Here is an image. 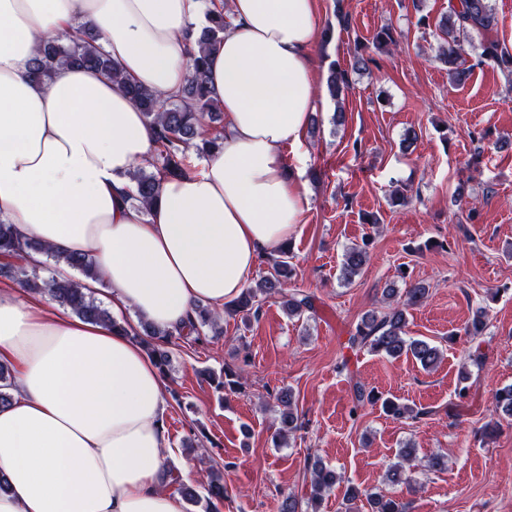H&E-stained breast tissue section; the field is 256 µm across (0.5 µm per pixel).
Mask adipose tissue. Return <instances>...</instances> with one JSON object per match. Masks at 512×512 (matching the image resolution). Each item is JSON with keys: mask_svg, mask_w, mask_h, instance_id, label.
I'll use <instances>...</instances> for the list:
<instances>
[{"mask_svg": "<svg viewBox=\"0 0 512 512\" xmlns=\"http://www.w3.org/2000/svg\"><path fill=\"white\" fill-rule=\"evenodd\" d=\"M212 0H0V221L41 243L25 253L91 257L113 312L173 331L198 303L223 310L259 260L288 243L308 187L283 159L316 109L317 0H230L211 51L224 143L198 170L161 180L151 210L124 174L151 158L153 128L122 88L88 68L43 83L30 72L46 37L100 33L129 83L172 96ZM0 512H184L167 487L173 450L165 381L110 326L0 284Z\"/></svg>", "mask_w": 512, "mask_h": 512, "instance_id": "adipose-tissue-1", "label": "adipose tissue"}]
</instances>
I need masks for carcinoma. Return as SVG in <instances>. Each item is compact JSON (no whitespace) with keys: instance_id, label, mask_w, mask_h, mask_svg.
I'll return each mask as SVG.
<instances>
[{"instance_id":"obj_1","label":"carcinoma","mask_w":512,"mask_h":512,"mask_svg":"<svg viewBox=\"0 0 512 512\" xmlns=\"http://www.w3.org/2000/svg\"><path fill=\"white\" fill-rule=\"evenodd\" d=\"M230 26L222 12L214 14L211 25L202 30L196 39L198 50L190 54L189 75L181 91L164 97L127 83L118 62L109 59L97 43V37L84 30H76L68 37L55 38L44 43L34 61L33 79L44 82L61 67L84 66L95 69L116 83L124 86L126 92L142 110L145 118L153 127L159 147L145 166L131 173L135 192L133 199L147 210L156 201L160 190L158 175H182L188 170L186 150L194 148L202 157H208L222 146L223 135L213 131L214 123L221 120L218 104L211 96L207 50L224 40V30ZM498 26V17L491 5V0H458L448 6V14L443 21L441 35L443 44L439 47L441 61L448 66L451 80L456 84L465 82L469 69L465 66L466 50L460 36L472 31L489 33ZM396 45L394 28L383 26L372 39L371 44H355L349 62L342 68L336 63L329 66L327 85L335 98L350 88L351 75L371 70L376 64L374 55L383 49ZM482 56L494 62L502 71L512 76V49L498 41L483 44ZM369 240L347 248L343 253L341 278L349 283L359 275L368 257ZM41 244L30 239L21 238L14 225L0 222V257H18L28 249H37ZM290 247L277 251V255L268 259L271 271L255 286L242 289L233 300L224 303V312L231 316H240L249 321L258 319L263 305L271 298L282 303L288 315L300 317L314 310L313 296L299 288L291 289L285 294L282 285L293 276L290 263ZM56 264H65L79 271L86 279L104 284L97 272L93 260L86 255H51ZM0 277L16 283L26 291L46 294L51 300L68 308L85 320L116 327L119 325L101 301L96 299L81 280L66 281L46 280L41 272L22 262L0 263ZM429 295V288L415 283L406 290V300L401 305H391L386 312L374 313L364 317L349 336L348 344L352 349L367 348L374 353H383L389 357L410 354L424 368L437 364L441 354L437 346L421 339L406 336V308L422 304ZM219 315L211 312L208 306L196 307V319L189 324L184 337L195 343L203 341V328H215ZM486 310H476L472 320L465 327L468 336H480L487 327ZM139 339L148 357L153 360L160 373L165 374L171 366V357L166 345L169 334L150 326H143L142 333H133ZM216 388L233 393L242 390V373L238 369L224 368L216 380ZM353 411H358L367 403L376 401L373 391H369L360 382L353 384ZM272 398L279 408L278 432L284 436L301 428L299 416L293 409L292 391L278 389L271 391ZM495 412L512 417V385L504 386L495 393ZM402 462L390 467L386 479L392 484L408 482L406 466L414 461V449L404 448L400 451ZM310 472V508L303 509V500L294 493H289L282 500L280 512H319L318 504L324 493L336 485L339 480L336 471L320 460L307 463ZM171 482L179 484L178 491L185 503L198 505L205 503L204 512H218V505L224 503V478L221 471L209 474L204 485L206 496L202 497L192 487L178 483L176 477ZM371 512H406V504L384 495H369Z\"/></svg>"}]
</instances>
